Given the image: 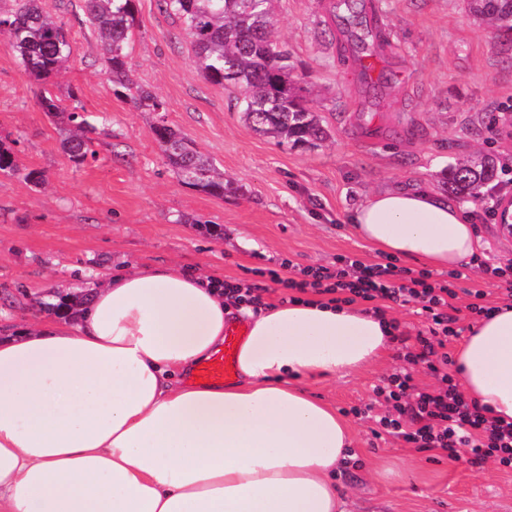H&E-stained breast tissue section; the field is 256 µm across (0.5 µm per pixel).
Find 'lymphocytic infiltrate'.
<instances>
[{
	"mask_svg": "<svg viewBox=\"0 0 512 512\" xmlns=\"http://www.w3.org/2000/svg\"><path fill=\"white\" fill-rule=\"evenodd\" d=\"M272 282L298 294L314 293L331 297L333 302L390 301L400 306L420 308L427 324L414 340L397 336L399 356L406 369L390 375L376 386L385 411L376 425L379 432L402 440L421 451H436L456 459L458 449H468L470 461H487L512 469V423L489 416L485 409L469 400L450 369L446 347L450 338L460 336L461 312L486 316L494 307L480 287L467 289L470 301L458 307L455 283L460 271L436 278L426 270L414 271L398 265L392 258L366 263L354 255H341L335 268L307 267L300 278L281 279L270 272ZM423 365L434 378L431 387H418L412 366Z\"/></svg>",
	"mask_w": 512,
	"mask_h": 512,
	"instance_id": "obj_1",
	"label": "lymphocytic infiltrate"
}]
</instances>
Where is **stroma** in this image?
Instances as JSON below:
<instances>
[{
  "instance_id": "35a3bbf8",
  "label": "stroma",
  "mask_w": 512,
  "mask_h": 512,
  "mask_svg": "<svg viewBox=\"0 0 512 512\" xmlns=\"http://www.w3.org/2000/svg\"><path fill=\"white\" fill-rule=\"evenodd\" d=\"M327 2L277 7V36L314 83L311 106L328 133L314 145L253 131L231 92L203 79L184 24L159 0H135L127 67L163 99L162 112L137 111L115 95L78 0H42L73 45L59 84L73 87L95 119L97 156L77 166L37 106L40 85L0 42V135L20 165L45 175L39 186L0 175V340L45 326L62 297H88L103 269L176 265L265 286L266 299L277 301L285 291L266 270L286 278L293 267H332L345 254L380 261L347 222L375 193L425 184L447 195L443 171L476 151L512 170V56L494 26L469 15L466 0H371L389 41L392 87L379 98L364 92L345 60ZM160 123L223 169V197L176 177L154 139ZM511 198L512 183L485 186L462 204L484 249L504 264L512 263V234L496 212ZM399 365L390 352L340 378L304 383L352 427V463L338 477L348 512H512V470L471 466L465 450L451 461L372 435L362 410Z\"/></svg>"
}]
</instances>
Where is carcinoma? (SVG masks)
Here are the masks:
<instances>
[{"label": "carcinoma", "instance_id": "cac0c4a2", "mask_svg": "<svg viewBox=\"0 0 512 512\" xmlns=\"http://www.w3.org/2000/svg\"><path fill=\"white\" fill-rule=\"evenodd\" d=\"M87 21L95 27L102 46L106 72L116 94L141 112H164L165 102L134 85L127 74L126 48L135 26L134 0H82ZM165 10L183 20L194 48V63L203 78L237 92L236 103L251 129L269 137L305 145L322 141L326 130L309 105L308 75L298 69L288 50L273 36L276 0H163ZM478 20L491 21L504 41L512 44V0H467ZM342 35L361 57L375 58L386 44L381 30L368 23L363 0H340ZM0 35L8 37L25 72L44 86L66 73L72 44L64 27L40 6V0H11L0 9ZM40 111L67 128L63 150L70 162L81 165L95 157L96 130L89 116L63 105L52 91H41ZM153 134L176 176L183 183L211 196H224V173L200 153L179 131L154 126ZM0 173L35 186L44 181L41 171L20 166L12 149L0 140ZM497 174L494 159L469 155L448 164V194L458 200Z\"/></svg>", "mask_w": 512, "mask_h": 512}]
</instances>
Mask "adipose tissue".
Instances as JSON below:
<instances>
[{
	"instance_id": "1",
	"label": "adipose tissue",
	"mask_w": 512,
	"mask_h": 512,
	"mask_svg": "<svg viewBox=\"0 0 512 512\" xmlns=\"http://www.w3.org/2000/svg\"><path fill=\"white\" fill-rule=\"evenodd\" d=\"M361 241L454 270L480 247L470 217L418 187L350 215ZM243 319L237 382L186 376ZM383 314L319 299L234 309L168 266L103 273L76 319L0 341V512H346L335 474L346 418L301 385L384 357ZM467 397L512 422V302L452 356Z\"/></svg>"
}]
</instances>
